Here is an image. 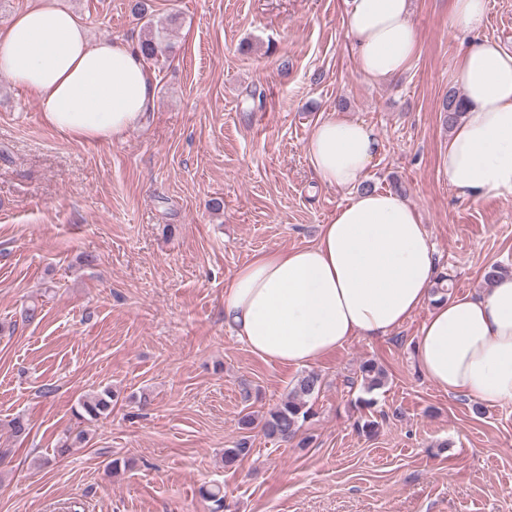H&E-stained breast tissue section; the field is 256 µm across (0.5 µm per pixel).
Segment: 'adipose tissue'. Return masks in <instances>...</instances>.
Segmentation results:
<instances>
[{
	"label": "adipose tissue",
	"mask_w": 512,
	"mask_h": 512,
	"mask_svg": "<svg viewBox=\"0 0 512 512\" xmlns=\"http://www.w3.org/2000/svg\"><path fill=\"white\" fill-rule=\"evenodd\" d=\"M359 71L375 83L403 75L419 48L412 0H343ZM488 0H451L462 44L454 78L463 115L440 174L463 199L512 195V52L483 36ZM0 72L37 93L47 126L80 142L120 138L148 112L155 79L138 45L90 40L62 0H34L0 28ZM379 149L366 123L331 112L306 152L319 181L351 189L313 244L255 254L224 290V323L261 358L307 367L352 337L384 338L425 303L415 347L444 392L512 402V275L435 302L434 247L398 193L359 183Z\"/></svg>",
	"instance_id": "adipose-tissue-1"
}]
</instances>
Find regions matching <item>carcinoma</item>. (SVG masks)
Listing matches in <instances>:
<instances>
[{
  "label": "carcinoma",
  "mask_w": 512,
  "mask_h": 512,
  "mask_svg": "<svg viewBox=\"0 0 512 512\" xmlns=\"http://www.w3.org/2000/svg\"><path fill=\"white\" fill-rule=\"evenodd\" d=\"M134 13L145 21L146 34L139 43L140 52L146 61H155L171 49L160 31L154 28L150 5L145 0H136ZM461 97L454 92H448L442 103L443 122L449 128L453 127L462 117ZM361 388L366 394L382 387L386 381L384 370L373 362H366L360 368ZM322 377L320 373L306 371L296 380V383L284 398L266 414L258 416L253 411L243 413L239 418L240 429L244 431L236 445L224 449V467L232 468L237 463L249 457L252 452L251 436L249 433L258 428L265 438L277 442H290L297 438L304 424L315 416L313 399L321 390ZM119 394L110 386L82 397L75 410L77 419L81 422H95L108 417L112 407L117 404ZM87 441V432L83 429L67 431L60 437L53 448V458L62 461L72 449ZM201 496L210 502L211 512H224V489L219 484H211L200 488Z\"/></svg>",
  "instance_id": "obj_1"
}]
</instances>
